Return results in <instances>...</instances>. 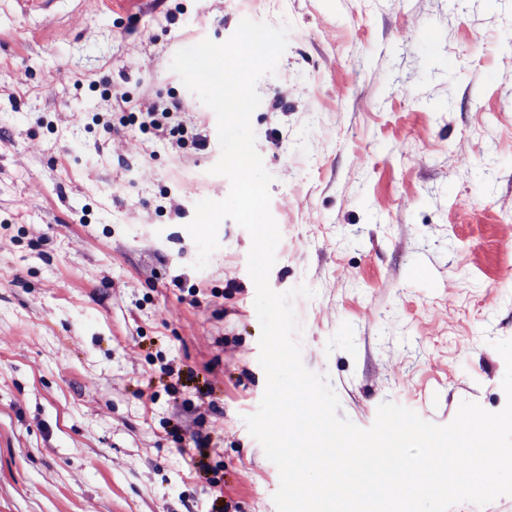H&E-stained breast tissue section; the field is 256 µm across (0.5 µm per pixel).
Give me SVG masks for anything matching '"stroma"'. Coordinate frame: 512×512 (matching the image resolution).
<instances>
[{
    "label": "stroma",
    "instance_id": "obj_1",
    "mask_svg": "<svg viewBox=\"0 0 512 512\" xmlns=\"http://www.w3.org/2000/svg\"><path fill=\"white\" fill-rule=\"evenodd\" d=\"M244 18L291 26L251 124L304 365L364 429L506 404L512 0H0V512H276L251 237L224 220L194 269L230 182L170 68ZM181 109L182 105L178 100L170 101L161 110L160 105L150 102L147 105H144L139 111L143 116L141 126L144 128L150 127L155 130L156 136L165 138L167 135V128L165 127L161 117H165L169 112H179ZM159 114L161 117H159Z\"/></svg>",
    "mask_w": 512,
    "mask_h": 512
}]
</instances>
